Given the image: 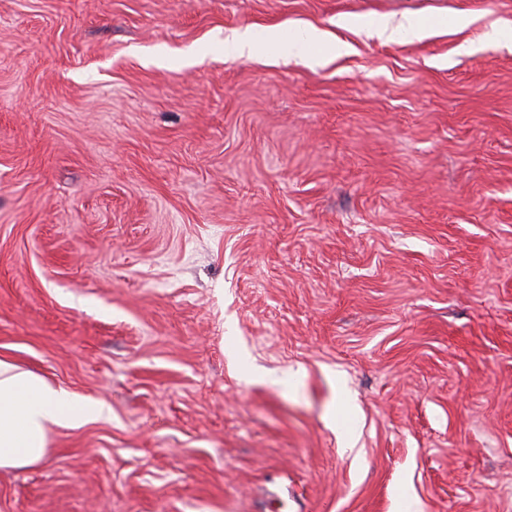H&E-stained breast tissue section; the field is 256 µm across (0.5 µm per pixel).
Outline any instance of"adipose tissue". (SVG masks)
<instances>
[{"instance_id": "ef3b65f1", "label": "adipose tissue", "mask_w": 512, "mask_h": 512, "mask_svg": "<svg viewBox=\"0 0 512 512\" xmlns=\"http://www.w3.org/2000/svg\"><path fill=\"white\" fill-rule=\"evenodd\" d=\"M101 401L54 385L14 359L0 356V469H23L48 457L54 431L108 415Z\"/></svg>"}]
</instances>
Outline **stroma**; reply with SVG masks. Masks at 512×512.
Listing matches in <instances>:
<instances>
[{
  "label": "stroma",
  "instance_id": "35a3bbf8",
  "mask_svg": "<svg viewBox=\"0 0 512 512\" xmlns=\"http://www.w3.org/2000/svg\"><path fill=\"white\" fill-rule=\"evenodd\" d=\"M0 354V512H512V0H0ZM372 30L382 37L394 38L395 34H400L410 39H422L428 35V30L422 20L416 17H408L397 29H394L390 23L382 18H377L373 22ZM224 44L233 55L238 57H251L256 49L249 29L234 31L225 37ZM314 41H328L326 33L316 28L307 30L303 36L288 42V56L300 58L305 57L308 54V44ZM328 42H330L332 46V53L334 56L347 55L353 50L352 45L347 42L339 40ZM101 401L56 386L14 359L0 356V469H23L48 457L50 435L106 417Z\"/></svg>",
  "mask_w": 512,
  "mask_h": 512
}]
</instances>
